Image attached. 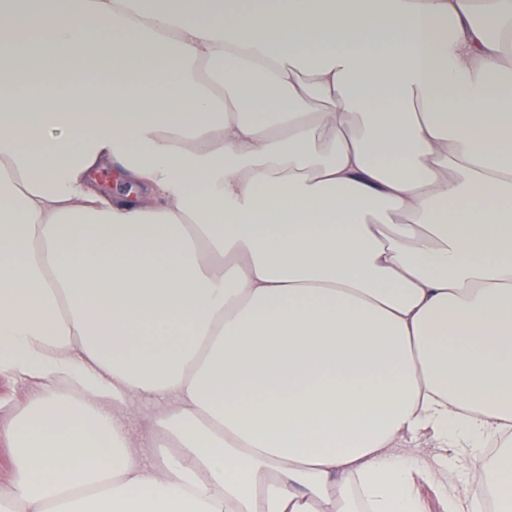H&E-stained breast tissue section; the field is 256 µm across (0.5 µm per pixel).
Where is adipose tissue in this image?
<instances>
[{"label": "adipose tissue", "instance_id": "1", "mask_svg": "<svg viewBox=\"0 0 512 512\" xmlns=\"http://www.w3.org/2000/svg\"><path fill=\"white\" fill-rule=\"evenodd\" d=\"M0 50V512H421L493 438L449 512L512 501V0H0ZM31 392V387L20 385L7 377L0 376V406L3 405L4 412L17 407L27 399ZM155 412L156 408L152 400L140 398L129 404L126 419L134 433L143 437L148 434V423ZM415 492L420 498L424 512H448V502L441 489L421 475H414Z\"/></svg>", "mask_w": 512, "mask_h": 512}]
</instances>
